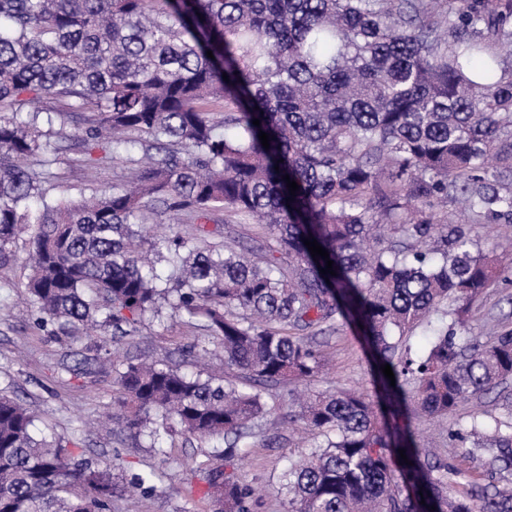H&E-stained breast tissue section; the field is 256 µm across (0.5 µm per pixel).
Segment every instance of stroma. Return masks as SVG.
<instances>
[{
    "mask_svg": "<svg viewBox=\"0 0 512 512\" xmlns=\"http://www.w3.org/2000/svg\"><path fill=\"white\" fill-rule=\"evenodd\" d=\"M64 137L59 160L52 170L58 186L51 190L54 199H77L84 188L109 189L119 164L111 159L86 162L78 151L82 138L83 115L71 112L56 121ZM206 230L223 237L225 242L261 249L266 235L261 225L242 224L228 211L217 210L205 221ZM23 243L12 248L9 261L0 263V393L23 400L36 411L34 432L37 437L74 443L78 457L101 464H111L114 474L126 481L137 473L155 470L163 479L149 495L135 498L115 496L112 512H218L220 505L208 496L205 473L223 467L214 457V444L195 438H179L150 447L142 438L133 437L120 420L97 425V418L112 409L116 389L110 370L90 365L97 344L112 339V330L104 326L93 335L57 339L35 325V314L27 303L25 285L29 271L23 262ZM512 326V276L500 280L475 301L468 317L470 335L488 341L503 328ZM321 350L329 362L326 380L317 388L373 390V353L360 330L345 320L320 337ZM197 346L212 350L209 365L214 374L224 372V355L217 352L215 338L201 323L186 315L164 313L162 319L138 324L133 335L123 337L116 348L124 357L161 360L192 371L183 360L185 350ZM288 388L269 386L268 414L252 436L244 441L242 460L237 464L239 480L260 489L256 512H287V499L280 493V479L288 465V455L296 449L298 432L292 431L284 415ZM503 415L504 409L495 394L489 393L460 406L454 418L424 420L414 411H405L393 421L395 427L416 432L432 463L451 462L463 478L480 477L489 471L486 458L470 457L465 449L448 445V430L454 419L470 414Z\"/></svg>",
    "mask_w": 512,
    "mask_h": 512,
    "instance_id": "35a3bbf8",
    "label": "stroma"
}]
</instances>
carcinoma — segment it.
<instances>
[{
  "mask_svg": "<svg viewBox=\"0 0 512 512\" xmlns=\"http://www.w3.org/2000/svg\"><path fill=\"white\" fill-rule=\"evenodd\" d=\"M505 54L512 0H0V258L27 235V294L52 335L129 336L166 302L220 340L245 382L99 350L127 430L224 444V469L207 475L224 512H252L235 461L267 413L265 386L281 381L288 422L309 437L281 477L288 512H512V395L504 416L449 430L491 474L454 495L461 470L423 461L415 434L381 412L446 416L512 380V329L463 335V303L512 263L439 219L459 202L477 224H512ZM59 104L87 113L86 146L124 164L111 190L48 198L57 148L40 125ZM219 207L267 230L262 255L199 226L148 237L149 214ZM339 318L376 355L373 395L295 388L324 367L303 333ZM418 328L424 352L410 344ZM35 420L0 395V512H111L112 467L37 438ZM157 479L137 474L130 492Z\"/></svg>",
  "mask_w": 512,
  "mask_h": 512,
  "instance_id": "obj_1",
  "label": "carcinoma"
}]
</instances>
